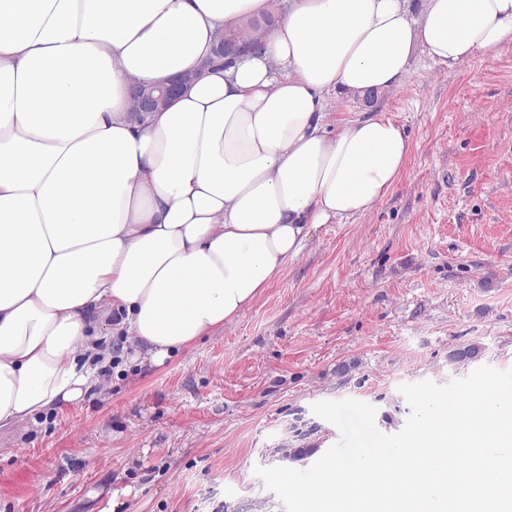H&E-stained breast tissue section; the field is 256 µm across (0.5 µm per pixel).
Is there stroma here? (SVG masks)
Masks as SVG:
<instances>
[{"label":"stroma","mask_w":512,"mask_h":512,"mask_svg":"<svg viewBox=\"0 0 512 512\" xmlns=\"http://www.w3.org/2000/svg\"><path fill=\"white\" fill-rule=\"evenodd\" d=\"M369 108L410 140L386 195L211 336L160 366L124 343L101 392L0 433V512H110L124 488L119 512H285L255 470L309 469L338 441L315 403L370 404L392 435L401 385L512 369V44L453 67L417 52L374 106H325L335 129Z\"/></svg>","instance_id":"1"}]
</instances>
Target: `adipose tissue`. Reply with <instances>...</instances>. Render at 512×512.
<instances>
[{
  "mask_svg": "<svg viewBox=\"0 0 512 512\" xmlns=\"http://www.w3.org/2000/svg\"><path fill=\"white\" fill-rule=\"evenodd\" d=\"M273 0H0V429L96 386L102 334L162 365L233 320L317 230L371 210L410 144L324 95L399 87L414 51L512 43V0H289L260 47L158 112L134 83L212 57Z\"/></svg>",
  "mask_w": 512,
  "mask_h": 512,
  "instance_id": "ef3b65f1",
  "label": "adipose tissue"
}]
</instances>
